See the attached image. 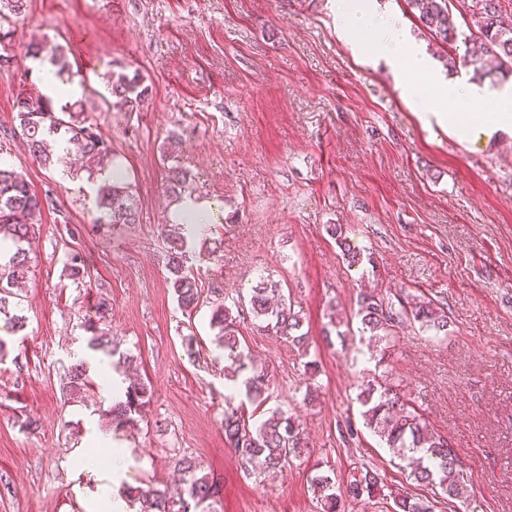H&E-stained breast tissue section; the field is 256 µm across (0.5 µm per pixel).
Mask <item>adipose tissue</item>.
I'll use <instances>...</instances> for the list:
<instances>
[{
    "mask_svg": "<svg viewBox=\"0 0 512 512\" xmlns=\"http://www.w3.org/2000/svg\"><path fill=\"white\" fill-rule=\"evenodd\" d=\"M339 33L370 52L390 58L405 74L404 94L426 101L428 108L459 141L470 139L476 129L512 127V85L488 91L476 86L462 89L455 82H438L424 57L409 52L407 38L398 27L381 28L368 0H346L336 12ZM493 104L490 112L474 109L476 99Z\"/></svg>",
    "mask_w": 512,
    "mask_h": 512,
    "instance_id": "ef3b65f1",
    "label": "adipose tissue"
}]
</instances>
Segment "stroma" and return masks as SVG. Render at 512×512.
Instances as JSON below:
<instances>
[{
    "label": "stroma",
    "mask_w": 512,
    "mask_h": 512,
    "mask_svg": "<svg viewBox=\"0 0 512 512\" xmlns=\"http://www.w3.org/2000/svg\"><path fill=\"white\" fill-rule=\"evenodd\" d=\"M374 6L401 21L440 74L468 83L465 0H450L461 36L452 47L407 0ZM44 38L71 49L85 109L139 201L138 223H95L101 175L71 158L42 165L22 138L16 98L41 75L25 46ZM112 71L140 73L142 111H104ZM404 80L340 38L336 0H29L0 39V160L50 203L22 291L27 327L0 360V512H95L118 490L103 480L114 446L126 451L121 479L133 486L173 487L176 460L195 457L220 490L217 512H317L313 474L342 486L364 465L387 488L430 495L362 424L356 395L374 374L456 450L478 512H512V130L458 142L408 102ZM171 130L195 202L215 210L195 243L199 285L223 292L271 378L269 408L301 419L307 446L277 474L244 472L225 443L229 381L210 303L188 316L173 298L160 235L175 205L162 160ZM329 224L343 225L370 262L349 265ZM74 254L85 263L78 281L67 271ZM263 280L280 282L301 310L316 372L236 305ZM363 292L429 297L448 314L447 338L407 325L389 343L325 339L331 316L354 321ZM102 301L152 397L137 429L93 456L91 436L112 430L99 413L111 399L93 368L91 387L69 399L65 370L97 361L81 324Z\"/></svg>",
    "instance_id": "obj_1"
}]
</instances>
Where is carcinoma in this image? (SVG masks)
Listing matches in <instances>:
<instances>
[{
  "instance_id": "1",
  "label": "carcinoma",
  "mask_w": 512,
  "mask_h": 512,
  "mask_svg": "<svg viewBox=\"0 0 512 512\" xmlns=\"http://www.w3.org/2000/svg\"><path fill=\"white\" fill-rule=\"evenodd\" d=\"M28 0H0V23L26 11ZM419 21L439 42L451 45L457 39V26L448 0H407ZM471 25L478 37L472 40L465 54L466 66L472 68L471 81L494 83L512 77V11L503 9L501 0H471ZM26 55L35 61L49 62L55 67L54 76L72 80L71 63L67 51L60 45L47 42L31 43ZM106 88L112 97L108 105L123 112H138L149 97V86L135 73L110 72L105 77ZM16 121L25 136L32 154L40 161L54 163L53 144L60 139L76 144L82 152L100 167L110 159V149L96 124L85 116L80 99L67 101L55 111L50 100L38 89L19 94L16 101ZM189 172L179 165L169 168L168 189L182 194L189 189ZM97 206L100 215L96 224H134L139 217V204L129 187L116 175L99 185ZM45 209L43 199L27 184L22 173L0 162V320L7 331L24 329L25 316L18 309L19 294L15 289L24 284L31 274L30 246ZM186 225H161V237L166 249V266L171 275V287L178 307L185 312L197 309L201 289L193 271L195 256L185 235ZM327 232L343 245L351 264L361 261V254L346 244L341 225H327ZM15 302H10V299ZM239 302L249 306L253 318L261 328L290 340L307 351L306 334L300 332L303 317L286 302L279 285L262 282L251 288ZM358 317L361 333L376 341L394 336L396 329L406 323L417 322L435 333L448 332V315L427 299H412L393 304L373 294H363L359 301ZM210 326L218 329L215 342L224 353V370L234 378H241L233 386L239 404L225 399L224 439L234 451L239 464L253 469L261 466L265 472L280 471L302 453L303 441L299 419L281 411H272L257 419L246 405L261 408L269 399L268 372L252 366L245 346L241 343L237 322L229 315L224 303L213 306ZM90 333L88 348L116 359L117 369L132 363L131 356L120 350V344L102 318L84 322ZM69 393L72 396L85 391L90 384L84 363H76L68 370ZM112 386L123 391V397L112 402L102 414L118 434L137 423L149 401L150 389L136 379L129 383L113 381ZM358 400L361 416L369 428L393 456L406 462L410 478L431 487L436 497L454 503L467 497L462 465L453 448L442 436L431 430L426 421L411 411L408 404L392 387L362 382ZM181 474L180 486L171 491L148 485L122 488V496L137 512H214L219 489L210 480L202 464L194 458L177 461ZM319 512H345V502L362 501L381 492L383 478L378 470L363 466L356 470L343 488H336L330 476L317 473L310 483ZM391 512H435V502L427 498H410L396 492L388 494Z\"/></svg>"
}]
</instances>
